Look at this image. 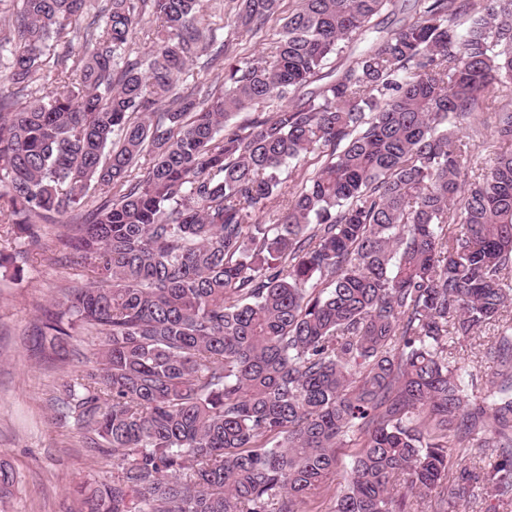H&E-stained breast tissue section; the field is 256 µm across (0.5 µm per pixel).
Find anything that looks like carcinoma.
Instances as JSON below:
<instances>
[{
  "mask_svg": "<svg viewBox=\"0 0 512 512\" xmlns=\"http://www.w3.org/2000/svg\"><path fill=\"white\" fill-rule=\"evenodd\" d=\"M231 2L270 55L198 27L200 0H107L78 54L85 0H17L0 42L18 90L50 80L29 101L0 90V224L35 240L93 204L59 239L93 282L62 289L40 331L52 350L100 334L62 407L118 471L80 486L81 512L512 502V0H413L380 36L399 0ZM147 12L144 68L129 47ZM193 59L222 84L180 93ZM477 112L492 158L468 180ZM488 325L498 381L478 400L448 343ZM496 447L444 486L449 449Z\"/></svg>",
  "mask_w": 512,
  "mask_h": 512,
  "instance_id": "obj_1",
  "label": "carcinoma"
}]
</instances>
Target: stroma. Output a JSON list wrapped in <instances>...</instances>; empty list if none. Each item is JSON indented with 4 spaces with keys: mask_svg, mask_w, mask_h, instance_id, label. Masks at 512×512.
I'll return each mask as SVG.
<instances>
[{
    "mask_svg": "<svg viewBox=\"0 0 512 512\" xmlns=\"http://www.w3.org/2000/svg\"><path fill=\"white\" fill-rule=\"evenodd\" d=\"M199 18L220 34H235L249 55H266L268 42L235 32L230 0H204ZM75 228L67 219L42 225L37 246L0 228V462L17 477L9 512H74L73 484L108 481L117 471L111 458L87 452L82 431L54 403L62 384L89 368L98 338L79 334L63 358L39 340L43 313L60 288L89 282L76 258L64 264L50 258L58 235Z\"/></svg>",
    "mask_w": 512,
    "mask_h": 512,
    "instance_id": "35a3bbf8",
    "label": "stroma"
}]
</instances>
